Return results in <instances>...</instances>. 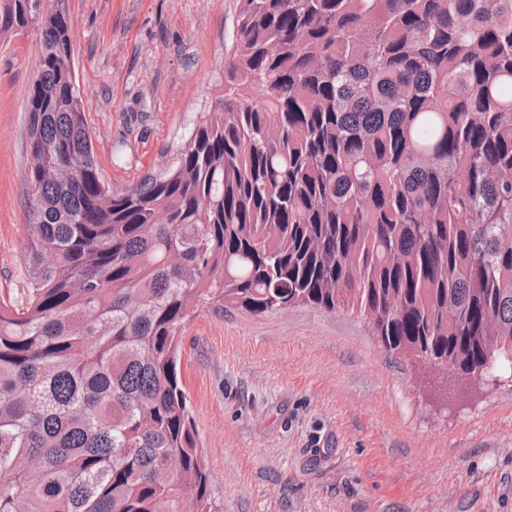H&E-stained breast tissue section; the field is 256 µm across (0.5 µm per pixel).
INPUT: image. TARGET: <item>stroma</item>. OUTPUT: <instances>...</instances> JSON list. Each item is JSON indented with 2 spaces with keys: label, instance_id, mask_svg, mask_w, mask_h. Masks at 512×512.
<instances>
[{
  "label": "stroma",
  "instance_id": "stroma-1",
  "mask_svg": "<svg viewBox=\"0 0 512 512\" xmlns=\"http://www.w3.org/2000/svg\"><path fill=\"white\" fill-rule=\"evenodd\" d=\"M239 0H68L101 177L164 171L224 91ZM40 32L0 36V297L28 279L26 101ZM180 373L220 512H512V377L450 395L356 312L199 309Z\"/></svg>",
  "mask_w": 512,
  "mask_h": 512
}]
</instances>
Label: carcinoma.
<instances>
[{
  "label": "carcinoma",
  "mask_w": 512,
  "mask_h": 512,
  "mask_svg": "<svg viewBox=\"0 0 512 512\" xmlns=\"http://www.w3.org/2000/svg\"><path fill=\"white\" fill-rule=\"evenodd\" d=\"M40 2L0 0V35L38 17L41 36L29 279L0 301V512H219L178 378L212 303L347 308L403 357L512 370V0H240L223 97L121 193L67 0Z\"/></svg>",
  "instance_id": "carcinoma-1"
}]
</instances>
